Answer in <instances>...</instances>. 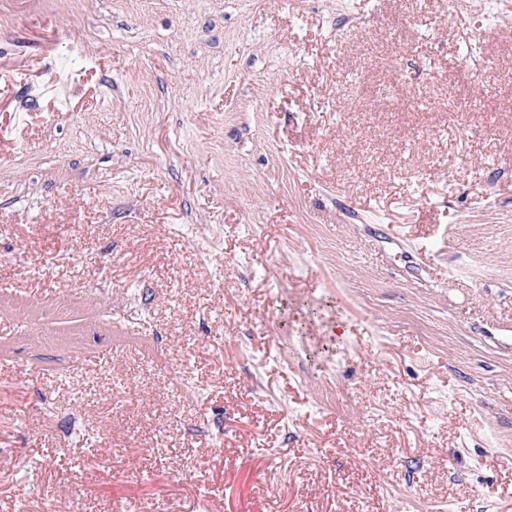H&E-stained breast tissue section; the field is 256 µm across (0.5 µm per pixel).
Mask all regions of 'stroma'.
I'll return each mask as SVG.
<instances>
[{"label":"stroma","mask_w":512,"mask_h":512,"mask_svg":"<svg viewBox=\"0 0 512 512\" xmlns=\"http://www.w3.org/2000/svg\"><path fill=\"white\" fill-rule=\"evenodd\" d=\"M483 8L0 0V512H512Z\"/></svg>","instance_id":"1"}]
</instances>
